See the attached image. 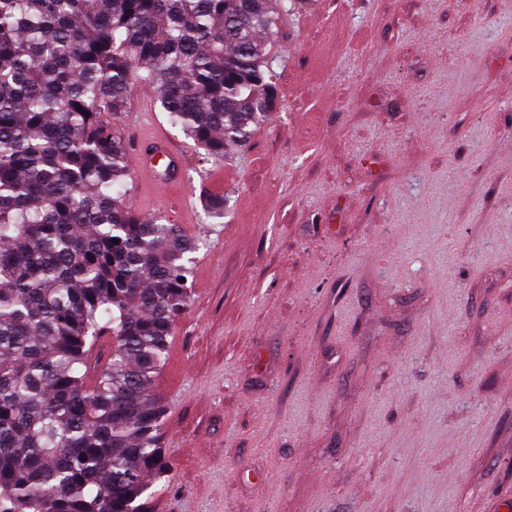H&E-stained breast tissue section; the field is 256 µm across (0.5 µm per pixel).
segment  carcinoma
Wrapping results in <instances>:
<instances>
[{
	"label": "carcinoma",
	"instance_id": "1",
	"mask_svg": "<svg viewBox=\"0 0 512 512\" xmlns=\"http://www.w3.org/2000/svg\"><path fill=\"white\" fill-rule=\"evenodd\" d=\"M295 0H0V512H143L197 239L127 210L131 74L214 158L271 115ZM111 337L105 361L90 352Z\"/></svg>",
	"mask_w": 512,
	"mask_h": 512
}]
</instances>
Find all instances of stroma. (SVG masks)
I'll return each instance as SVG.
<instances>
[{
  "instance_id": "35a3bbf8",
  "label": "stroma",
  "mask_w": 512,
  "mask_h": 512,
  "mask_svg": "<svg viewBox=\"0 0 512 512\" xmlns=\"http://www.w3.org/2000/svg\"><path fill=\"white\" fill-rule=\"evenodd\" d=\"M279 102L223 158L159 103L198 237L145 512H492L512 497V0H309ZM226 199L223 220L205 200Z\"/></svg>"
}]
</instances>
